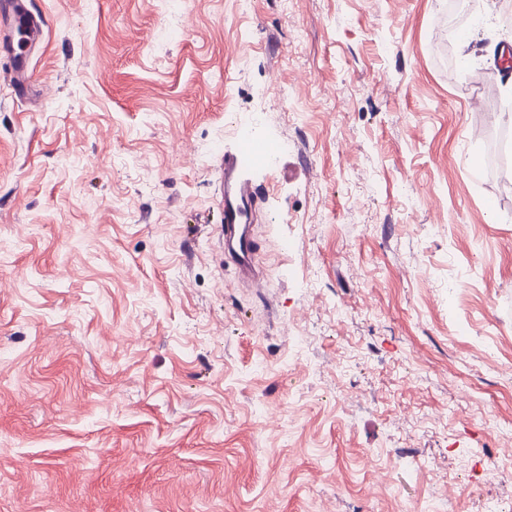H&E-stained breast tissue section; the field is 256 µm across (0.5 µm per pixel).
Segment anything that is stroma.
<instances>
[{
  "label": "stroma",
  "mask_w": 512,
  "mask_h": 512,
  "mask_svg": "<svg viewBox=\"0 0 512 512\" xmlns=\"http://www.w3.org/2000/svg\"><path fill=\"white\" fill-rule=\"evenodd\" d=\"M29 2L0 512H512V0ZM253 131L261 288L217 190Z\"/></svg>",
  "instance_id": "stroma-1"
}]
</instances>
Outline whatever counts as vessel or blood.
<instances>
[{
	"label": "vessel or blood",
	"mask_w": 512,
	"mask_h": 512,
	"mask_svg": "<svg viewBox=\"0 0 512 512\" xmlns=\"http://www.w3.org/2000/svg\"><path fill=\"white\" fill-rule=\"evenodd\" d=\"M43 22L32 15L27 0H0V54L12 62L9 79L16 97H26L34 88L30 55L42 41ZM278 143L241 140L234 150L220 157V187L224 201V258L240 273L256 276L254 259L258 241L250 234L264 187L246 176L255 157L280 153Z\"/></svg>",
	"instance_id": "b4317fda"
}]
</instances>
